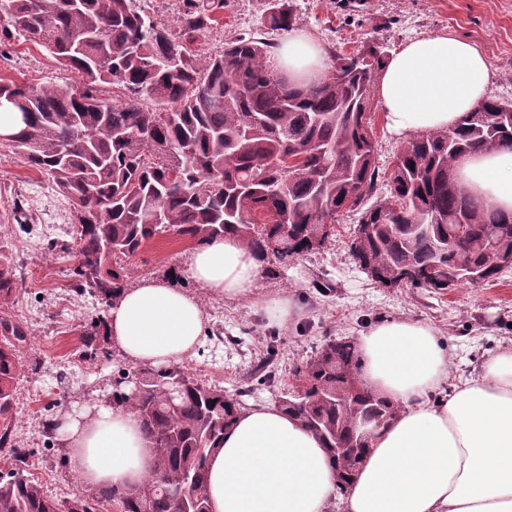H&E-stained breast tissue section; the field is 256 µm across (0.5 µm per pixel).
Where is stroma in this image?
I'll use <instances>...</instances> for the list:
<instances>
[{
  "label": "stroma",
  "instance_id": "stroma-1",
  "mask_svg": "<svg viewBox=\"0 0 512 512\" xmlns=\"http://www.w3.org/2000/svg\"><path fill=\"white\" fill-rule=\"evenodd\" d=\"M297 27L323 47L349 54L366 42L395 50L403 41L450 32L478 45L492 64L489 94L512 100V0H292ZM271 0H227L217 21L190 45L198 56H217L225 40L261 30ZM0 79L30 84L78 85L77 75L44 48L0 29ZM20 209L14 221L0 225V256L19 276L21 295L12 313L28 331L17 383L14 433L27 448V471L53 497L69 499L83 483L72 471L68 450L46 423L73 410L111 401L119 370L128 361L119 349L102 342L96 356L85 358L81 338L102 304L93 294L76 295L69 262L46 255L43 242L64 240L75 204L52 180L25 158L0 145V211ZM359 212L339 214L335 232L320 250L288 266L265 272L259 292L266 298L293 296L298 316L282 324L248 301L204 296L208 316L201 345L184 360L200 380L236 393L246 386L259 361L271 357L274 376L263 386V402L275 403L292 381L297 366L330 339L361 336L391 319H421L432 324L448 353V381L476 376L483 360L512 346V268L493 282L461 283L436 293L424 288L375 284L355 264L350 251ZM192 247L173 234H162L128 259L127 285L145 277L164 278L183 265ZM307 283L294 287L295 272Z\"/></svg>",
  "mask_w": 512,
  "mask_h": 512
}]
</instances>
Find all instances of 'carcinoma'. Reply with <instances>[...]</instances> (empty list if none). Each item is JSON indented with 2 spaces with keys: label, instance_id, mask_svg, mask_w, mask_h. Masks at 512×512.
<instances>
[{
  "label": "carcinoma",
  "instance_id": "1",
  "mask_svg": "<svg viewBox=\"0 0 512 512\" xmlns=\"http://www.w3.org/2000/svg\"><path fill=\"white\" fill-rule=\"evenodd\" d=\"M179 31L157 25L132 0H0V19L14 33L75 71L84 89L0 82V112H21L25 126L8 147L47 174L76 204L73 245L46 244L70 255L74 291L105 305L117 300L120 264L155 236L172 231L198 245L226 235L281 265L323 247L341 212L355 211L379 175L370 125L373 86L388 53L376 42L351 55L331 54L326 75L308 85L271 69L273 44L255 36L224 44L201 59L182 35L211 28L225 0H184ZM296 21L289 0H275L265 27L287 32ZM124 88L130 101H106L98 85ZM501 114L497 124L476 115ZM265 124L245 131L247 119ZM512 144V102L488 99L444 132L410 141L386 179L389 196L362 211L351 244L358 267L382 287L434 291L494 281L512 266V216L473 202L452 163L476 150ZM296 167L281 171L284 159ZM19 294L0 263V304ZM104 318L84 335L95 355ZM24 326L0 316V512H210L207 462L247 409L245 392L202 383L180 364L122 373L112 405L134 412L155 452L153 471L137 488H87L68 500L28 479V451L12 439L15 383ZM351 336L329 340L293 372L296 384L279 407L318 436L329 451L336 487L344 490L368 450L364 420L381 429L400 406L359 374ZM344 447L341 452L336 448Z\"/></svg>",
  "mask_w": 512,
  "mask_h": 512
}]
</instances>
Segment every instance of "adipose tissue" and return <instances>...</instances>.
<instances>
[{
  "mask_svg": "<svg viewBox=\"0 0 512 512\" xmlns=\"http://www.w3.org/2000/svg\"><path fill=\"white\" fill-rule=\"evenodd\" d=\"M273 65L302 82L323 75L326 52L296 28ZM491 76L477 45L440 32L396 49L376 95L388 130L406 138L451 129L486 100ZM454 177L473 198L512 215V145L462 157ZM263 272V260L237 237L213 239L178 270L196 292L165 278L140 280L109 308L107 338L134 365L180 362L201 342L202 293L257 301ZM359 348L362 379L401 411L371 437L342 512H512V347L438 401L448 356L432 325L383 321L361 335ZM57 432L84 484L133 488L151 469V450L129 410L96 403L62 417ZM208 470L211 512H326L336 490L323 441L273 404L237 417Z\"/></svg>",
  "mask_w": 512,
  "mask_h": 512,
  "instance_id": "obj_1",
  "label": "adipose tissue"
}]
</instances>
